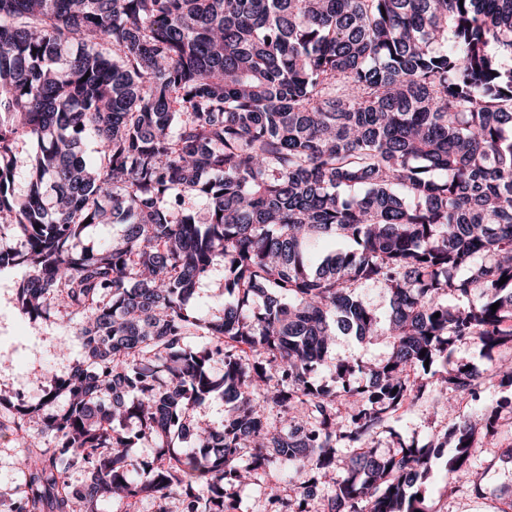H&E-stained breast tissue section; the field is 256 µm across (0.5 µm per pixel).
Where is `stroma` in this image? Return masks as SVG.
<instances>
[{
	"label": "stroma",
	"mask_w": 512,
	"mask_h": 512,
	"mask_svg": "<svg viewBox=\"0 0 512 512\" xmlns=\"http://www.w3.org/2000/svg\"><path fill=\"white\" fill-rule=\"evenodd\" d=\"M23 274L19 268L0 276V396L17 404H36L57 380L66 377L79 347L75 326L64 314L36 321L20 314L15 285ZM452 359L471 366L478 375L486 403L506 395L493 361L479 345H456ZM449 425L447 413L432 403H421L400 410L394 418V434L377 436L371 446L380 455L396 448L401 438L423 447ZM16 436L10 412L0 408V512H8L22 478L24 451L18 448ZM511 446L512 413L505 411L498 419L496 435H477L472 450V468L485 491L479 499L466 489L449 486L445 462L436 460L423 485L432 512H499L507 499L502 487L512 481V463L505 461L502 453Z\"/></svg>",
	"instance_id": "35a3bbf8"
}]
</instances>
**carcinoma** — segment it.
I'll return each mask as SVG.
<instances>
[{
	"instance_id": "obj_1",
	"label": "carcinoma",
	"mask_w": 512,
	"mask_h": 512,
	"mask_svg": "<svg viewBox=\"0 0 512 512\" xmlns=\"http://www.w3.org/2000/svg\"><path fill=\"white\" fill-rule=\"evenodd\" d=\"M106 224L121 238L82 244ZM16 267L21 314L65 311L81 353L15 410L42 450L12 512H240L276 474L268 512H430L409 489L449 442L448 483L483 496L474 437L512 399L484 404L451 354L512 346V0H0V272ZM338 331L389 353L333 363ZM450 393L480 418L369 448L404 407L454 413ZM216 395L220 425L196 415ZM267 483L258 485H249L241 493V512H263L265 505V492Z\"/></svg>"
}]
</instances>
